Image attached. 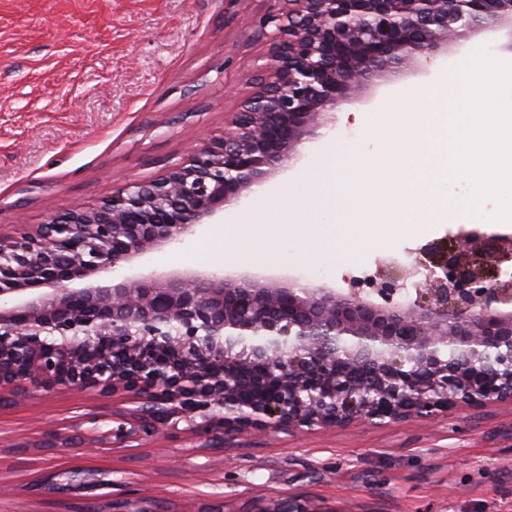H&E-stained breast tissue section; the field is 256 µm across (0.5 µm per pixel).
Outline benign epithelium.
<instances>
[{
	"instance_id": "7a95c632",
	"label": "benign epithelium",
	"mask_w": 512,
	"mask_h": 512,
	"mask_svg": "<svg viewBox=\"0 0 512 512\" xmlns=\"http://www.w3.org/2000/svg\"><path fill=\"white\" fill-rule=\"evenodd\" d=\"M268 51L224 135L160 176L0 233V397L30 384L138 404L74 426L78 445L188 431H330L512 407V236L424 250L338 292L242 273L141 274L75 284L183 241L288 169L327 114L381 73L429 59L459 28L512 20V0H284ZM274 26L270 33L268 26ZM424 273L428 288L409 292ZM259 340L242 344L239 338ZM288 340L292 349L276 347ZM111 422L92 435L83 423ZM255 512H325L288 494Z\"/></svg>"
}]
</instances>
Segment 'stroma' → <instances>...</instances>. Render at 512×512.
<instances>
[{
    "instance_id": "obj_1",
    "label": "stroma",
    "mask_w": 512,
    "mask_h": 512,
    "mask_svg": "<svg viewBox=\"0 0 512 512\" xmlns=\"http://www.w3.org/2000/svg\"><path fill=\"white\" fill-rule=\"evenodd\" d=\"M280 0H0V231L44 223L89 205L122 180L147 181L203 141L221 135L252 90L268 42L258 24ZM512 50V27L459 31L403 79L426 83L433 67L480 46ZM391 76L360 87L323 134L358 131L359 113L383 97ZM466 224L396 234L388 251L361 247L312 286L347 290L359 269L386 257L410 263L420 248L461 239ZM198 236L140 258L137 272L207 268ZM121 399L23 388L0 407V512H84L148 495L167 512H253L288 494L331 512H512V409L306 434L242 435L201 448L189 436L135 447L39 445L43 430L68 433L90 415L111 416ZM108 473L95 498L61 493L43 478L72 467Z\"/></svg>"
}]
</instances>
